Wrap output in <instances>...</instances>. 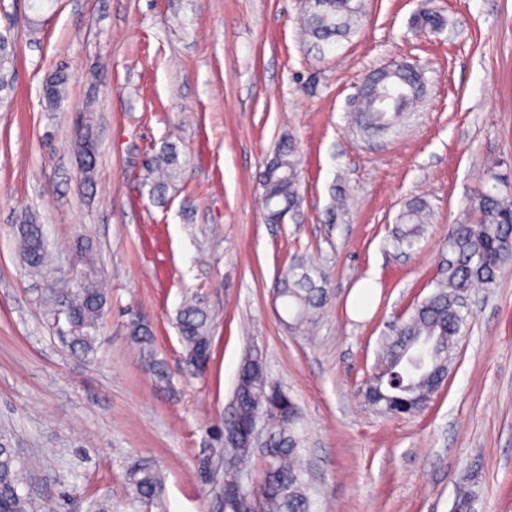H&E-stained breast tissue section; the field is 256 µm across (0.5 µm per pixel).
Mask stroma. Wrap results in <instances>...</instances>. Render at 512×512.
Wrapping results in <instances>:
<instances>
[{"instance_id": "1", "label": "stroma", "mask_w": 512, "mask_h": 512, "mask_svg": "<svg viewBox=\"0 0 512 512\" xmlns=\"http://www.w3.org/2000/svg\"><path fill=\"white\" fill-rule=\"evenodd\" d=\"M443 18L422 34L421 5ZM306 0H0L18 45L13 101L0 106V443L27 463L37 499L87 512H221L224 421L249 348L296 404L312 512H450L461 471L476 512H512V265L475 287L448 381L409 416L372 409L362 382L392 324L446 269L448 228L490 173L512 185V0H363L324 55L301 29ZM417 65L425 93L387 133L354 122L364 77ZM64 68L69 98L42 86ZM98 153L84 178L78 116ZM299 148L296 219L267 223L260 179L283 136ZM177 143L183 173L165 204L142 181L146 154ZM432 219L413 249L394 231L411 200ZM53 262L32 273L16 248L25 215ZM327 277L313 335L275 311L281 269ZM108 287L96 350L65 339L66 295L88 269ZM373 282L371 300L348 307ZM211 313V355L182 369L185 299ZM153 335L158 384L128 336ZM152 466L159 498L130 501L128 471Z\"/></svg>"}]
</instances>
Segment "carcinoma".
<instances>
[{
	"instance_id": "cac0c4a2",
	"label": "carcinoma",
	"mask_w": 512,
	"mask_h": 512,
	"mask_svg": "<svg viewBox=\"0 0 512 512\" xmlns=\"http://www.w3.org/2000/svg\"><path fill=\"white\" fill-rule=\"evenodd\" d=\"M361 12V2L353 0H311L305 17L306 34L320 49L335 46L347 36ZM14 39L0 33V103L13 90L15 80ZM418 73L401 70L376 81L361 92L357 116L359 127L366 131H388L402 119L418 99ZM68 79L58 70L46 80L43 98L48 107L61 105L67 95ZM298 147L290 138L282 139L267 162L261 185L264 191L266 220H282L284 212H296L301 203V170ZM76 155L82 173L91 179L97 165V153L90 128L79 135ZM146 172L143 186L152 201L163 204L171 185L181 170L175 143L164 145L143 163ZM430 213L421 201H414L401 213V227L395 242L412 247L421 236ZM512 193L494 184L477 192L469 201L466 218L456 225L448 242L451 257L448 279L419 302L393 335L382 341V360L389 366L383 375L371 374L364 383V398L384 414H412L421 410L444 385L455 344L466 322V294L474 284L493 285L512 257ZM20 248L26 265L38 271L47 264L48 253L42 240L41 226L33 217L20 225ZM278 298L288 316L284 321L293 332L305 331L314 324L327 302L326 279L316 268L299 259L294 261L275 284ZM107 301L106 289L93 279L84 280L75 290L66 310L67 335L72 349L89 354L95 350L96 335ZM131 340L138 346L143 363L161 384L168 383L164 367L156 360L149 328L139 322L128 326ZM178 330L184 348V370L199 376L197 354L210 350V313L199 300L183 305L178 315ZM237 413L251 417L255 408L265 406L260 416L272 447L262 450L264 466L255 497L259 512H310L309 484L296 465L302 439L294 402L284 391L274 394L267 376L266 363L257 348L242 358L235 389ZM254 447L224 428V458L231 468L224 470V512H242L235 481L247 469ZM23 462L10 448L0 445V512H33L32 497L23 477ZM132 499L145 508L156 501L161 478L147 465L128 473Z\"/></svg>"
}]
</instances>
